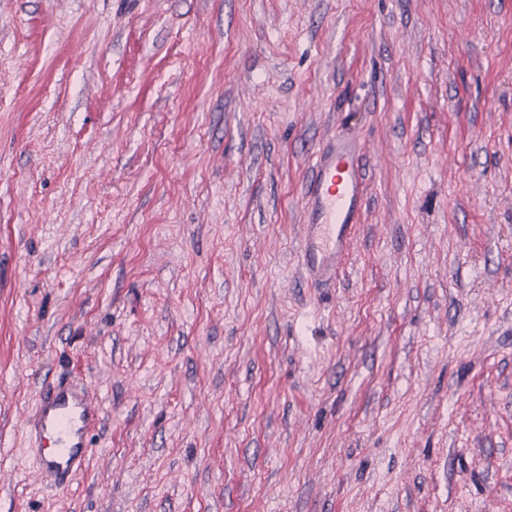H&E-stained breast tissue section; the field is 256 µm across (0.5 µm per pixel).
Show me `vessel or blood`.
<instances>
[{
    "label": "vessel or blood",
    "mask_w": 512,
    "mask_h": 512,
    "mask_svg": "<svg viewBox=\"0 0 512 512\" xmlns=\"http://www.w3.org/2000/svg\"><path fill=\"white\" fill-rule=\"evenodd\" d=\"M301 262L318 283L335 280L367 201L365 169L352 142L340 139L315 152L305 184ZM99 418L85 389L58 383L40 394L25 427L51 437L55 452L40 456L42 476L68 486L91 456L84 439Z\"/></svg>",
    "instance_id": "1"
}]
</instances>
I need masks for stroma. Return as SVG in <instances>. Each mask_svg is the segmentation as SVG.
<instances>
[{"instance_id":"obj_1","label":"stroma","mask_w":512,"mask_h":512,"mask_svg":"<svg viewBox=\"0 0 512 512\" xmlns=\"http://www.w3.org/2000/svg\"><path fill=\"white\" fill-rule=\"evenodd\" d=\"M0 512H512V0H0ZM304 198L302 265L317 283L336 280L367 201L365 168L352 142L315 152ZM98 419V409L83 388L59 382L40 394L25 428L35 431L38 445L46 434L53 441L55 454L39 458L42 477H54L64 488L85 470L91 448L84 435Z\"/></svg>"}]
</instances>
